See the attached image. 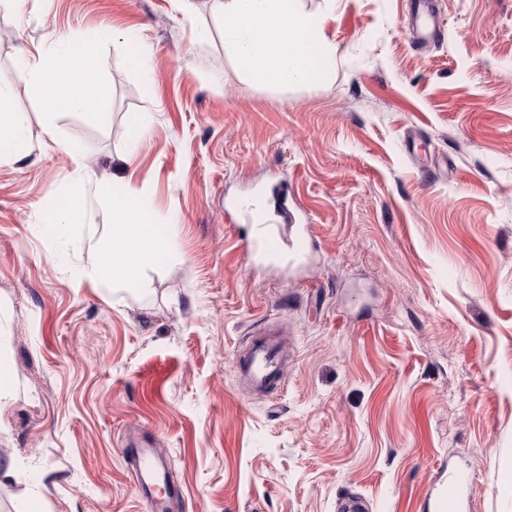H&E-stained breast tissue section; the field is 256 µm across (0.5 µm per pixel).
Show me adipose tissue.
<instances>
[{"label":"adipose tissue","mask_w":512,"mask_h":512,"mask_svg":"<svg viewBox=\"0 0 512 512\" xmlns=\"http://www.w3.org/2000/svg\"><path fill=\"white\" fill-rule=\"evenodd\" d=\"M224 28V52L259 86L308 85L327 78L336 49L315 41L320 17L303 11L300 0H214ZM95 45L66 46L57 53L36 50L23 62L30 81L50 110L97 113L108 96L97 81ZM111 233L92 254L87 275L122 290L140 286L142 269L169 255L173 225L153 221L147 198L123 188L112 196Z\"/></svg>","instance_id":"ef3b65f1"}]
</instances>
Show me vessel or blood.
Instances as JSON below:
<instances>
[{
  "mask_svg": "<svg viewBox=\"0 0 512 512\" xmlns=\"http://www.w3.org/2000/svg\"><path fill=\"white\" fill-rule=\"evenodd\" d=\"M435 28L432 0H415L412 29L418 39L432 37ZM236 370L252 387L266 388L281 374L277 348L267 341L253 343L249 351L237 360ZM122 458L143 498L145 512H177L181 506L182 492L170 480L167 462L156 449L136 443L123 449ZM469 484V475L449 474L447 483L440 485L436 492L433 503L435 512H460L463 494Z\"/></svg>",
  "mask_w": 512,
  "mask_h": 512,
  "instance_id": "vessel-or-blood-1",
  "label": "vessel or blood"
}]
</instances>
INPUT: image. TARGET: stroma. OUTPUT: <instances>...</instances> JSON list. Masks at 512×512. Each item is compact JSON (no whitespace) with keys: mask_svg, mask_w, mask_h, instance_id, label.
I'll list each match as a JSON object with an SVG mask.
<instances>
[{"mask_svg":"<svg viewBox=\"0 0 512 512\" xmlns=\"http://www.w3.org/2000/svg\"><path fill=\"white\" fill-rule=\"evenodd\" d=\"M301 5L331 72L269 87L212 0L0 4V108L30 143L0 163V512H144L131 438L182 512H430L456 468L463 512H512V0H438L422 44L413 0ZM67 40L97 44L105 113L47 114L32 86L23 54ZM117 181L177 227L139 290L84 276ZM252 197L278 256L225 217ZM62 198L85 214L65 247L44 226ZM263 336L284 379L250 393L233 360Z\"/></svg>","mask_w":512,"mask_h":512,"instance_id":"1","label":"stroma"}]
</instances>
